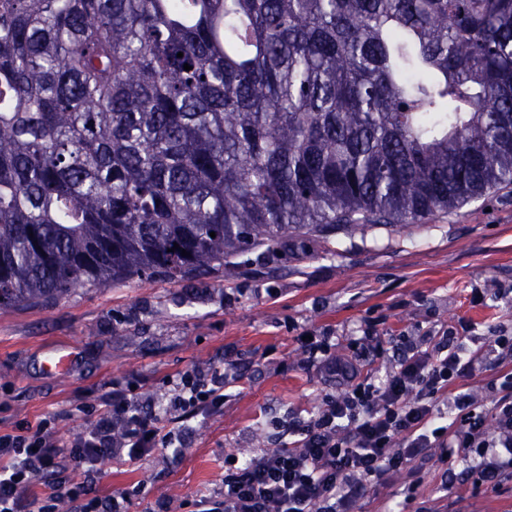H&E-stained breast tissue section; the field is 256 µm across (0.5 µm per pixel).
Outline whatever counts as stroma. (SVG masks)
Masks as SVG:
<instances>
[{
	"label": "stroma",
	"instance_id": "stroma-1",
	"mask_svg": "<svg viewBox=\"0 0 512 512\" xmlns=\"http://www.w3.org/2000/svg\"><path fill=\"white\" fill-rule=\"evenodd\" d=\"M468 323L466 345L512 329V186L423 226L377 227L306 249L259 246L172 281L133 278L83 286L55 302L0 309V429L53 419L70 443L88 429L116 382L168 392L169 379L237 370L219 411L189 421L186 448H157L136 464L103 461L87 498L129 491L127 512H195L224 483V460L288 444L281 426L316 414L336 380L303 364L298 334H326L336 354L366 324L385 348ZM74 353L68 373L44 359ZM358 512H512V474L476 483L470 464L431 459L418 477L391 474Z\"/></svg>",
	"mask_w": 512,
	"mask_h": 512
}]
</instances>
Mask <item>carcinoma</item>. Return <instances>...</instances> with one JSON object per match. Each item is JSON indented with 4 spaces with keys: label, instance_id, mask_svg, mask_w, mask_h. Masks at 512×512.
Returning <instances> with one entry per match:
<instances>
[{
    "label": "carcinoma",
    "instance_id": "obj_1",
    "mask_svg": "<svg viewBox=\"0 0 512 512\" xmlns=\"http://www.w3.org/2000/svg\"><path fill=\"white\" fill-rule=\"evenodd\" d=\"M509 185L512 0H0V308Z\"/></svg>",
    "mask_w": 512,
    "mask_h": 512
}]
</instances>
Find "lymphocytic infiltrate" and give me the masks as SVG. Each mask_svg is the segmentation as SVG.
<instances>
[{"label":"lymphocytic infiltrate","mask_w":512,"mask_h":512,"mask_svg":"<svg viewBox=\"0 0 512 512\" xmlns=\"http://www.w3.org/2000/svg\"><path fill=\"white\" fill-rule=\"evenodd\" d=\"M362 362L330 356L328 337L302 341L308 366L336 375L345 385L327 397L309 420L297 425L290 447L261 456L227 460L218 499L198 500L197 512H351L367 487L392 473L417 470L431 449L453 463L471 460L479 480L495 482L512 470V332L489 339L488 351L470 350L448 331L402 337L395 365L384 377L368 367L386 351L374 336L356 338ZM493 367L497 375L480 398L458 379ZM233 370L188 371L171 380L165 412L184 423L224 403ZM55 427L43 420L20 431H0V512H59L83 486L52 485L48 496L23 501L36 479L53 475L64 459L95 471L105 455L136 460L152 448H170L175 434L143 410L131 385L114 384L93 427L70 446H60Z\"/></svg>","instance_id":"1"}]
</instances>
